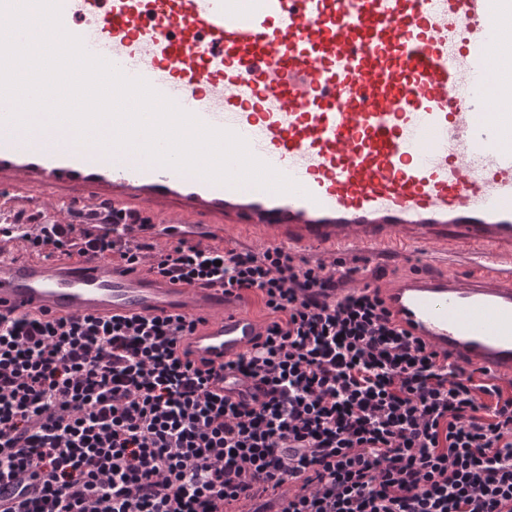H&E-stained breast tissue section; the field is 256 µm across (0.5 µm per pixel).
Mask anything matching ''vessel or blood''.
<instances>
[{"label": "vessel or blood", "instance_id": "obj_1", "mask_svg": "<svg viewBox=\"0 0 512 512\" xmlns=\"http://www.w3.org/2000/svg\"><path fill=\"white\" fill-rule=\"evenodd\" d=\"M64 29L297 184L229 186L134 151L23 129L0 100V210L87 202L291 252L399 255L392 322L451 363L512 379V0H60ZM0 248V313L199 319L195 358L251 347L261 323L217 288L93 256ZM465 247L482 273L462 271ZM446 258L443 271L422 264Z\"/></svg>", "mask_w": 512, "mask_h": 512}]
</instances>
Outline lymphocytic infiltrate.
<instances>
[{"label": "lymphocytic infiltrate", "mask_w": 512, "mask_h": 512, "mask_svg": "<svg viewBox=\"0 0 512 512\" xmlns=\"http://www.w3.org/2000/svg\"><path fill=\"white\" fill-rule=\"evenodd\" d=\"M107 206L28 225L33 250L125 261L260 298L225 367L195 320L0 314V512H512V392L388 318L360 256L204 247ZM253 385L226 395L225 371Z\"/></svg>", "instance_id": "obj_1"}]
</instances>
